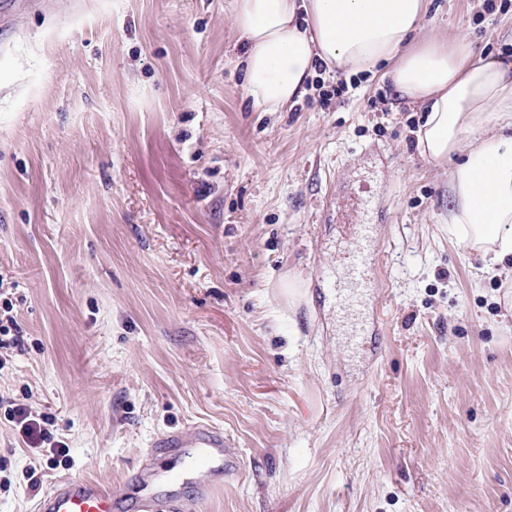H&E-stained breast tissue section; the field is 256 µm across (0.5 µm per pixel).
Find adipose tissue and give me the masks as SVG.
Wrapping results in <instances>:
<instances>
[{"instance_id": "adipose-tissue-1", "label": "adipose tissue", "mask_w": 512, "mask_h": 512, "mask_svg": "<svg viewBox=\"0 0 512 512\" xmlns=\"http://www.w3.org/2000/svg\"><path fill=\"white\" fill-rule=\"evenodd\" d=\"M431 0H234L245 91L279 112L304 92L315 62L378 74L398 103L425 114L417 148L448 174V235L486 274L512 284V59L480 56L469 36L415 35Z\"/></svg>"}]
</instances>
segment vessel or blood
I'll return each mask as SVG.
<instances>
[{"label":"vessel or blood","mask_w":512,"mask_h":512,"mask_svg":"<svg viewBox=\"0 0 512 512\" xmlns=\"http://www.w3.org/2000/svg\"><path fill=\"white\" fill-rule=\"evenodd\" d=\"M227 448L223 433L197 427L158 435L151 443L150 453L181 454L198 474L197 494L204 498L235 471ZM182 480L180 472L170 471L161 477L146 466L137 473L130 492L120 497L89 480H57L39 501L37 512H119L125 506L132 512H182L183 501L174 491Z\"/></svg>","instance_id":"vessel-or-blood-1"}]
</instances>
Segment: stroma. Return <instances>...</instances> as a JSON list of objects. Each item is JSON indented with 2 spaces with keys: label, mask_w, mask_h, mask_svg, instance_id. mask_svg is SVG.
<instances>
[{
  "label": "stroma",
  "mask_w": 512,
  "mask_h": 512,
  "mask_svg": "<svg viewBox=\"0 0 512 512\" xmlns=\"http://www.w3.org/2000/svg\"><path fill=\"white\" fill-rule=\"evenodd\" d=\"M232 0H0V512L130 485L215 426L235 477L184 512H512V313L448 236V170L381 77L244 89ZM512 54V0H432L420 37ZM346 92L333 95L338 81ZM375 276L336 300L356 225ZM64 456L31 457L10 403Z\"/></svg>",
  "instance_id": "1"
}]
</instances>
